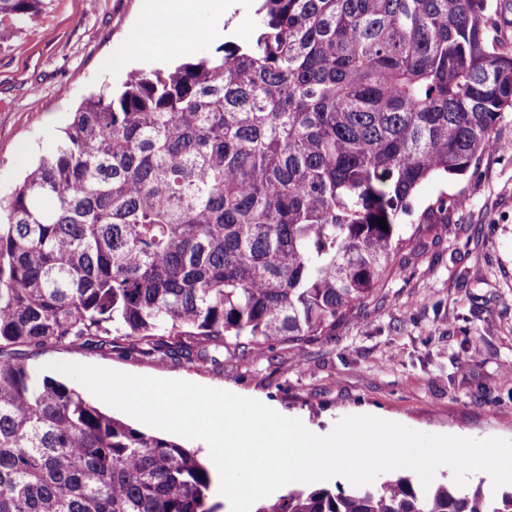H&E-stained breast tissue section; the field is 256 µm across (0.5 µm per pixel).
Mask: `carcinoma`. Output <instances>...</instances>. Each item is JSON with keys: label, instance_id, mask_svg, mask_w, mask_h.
I'll return each instance as SVG.
<instances>
[{"label": "carcinoma", "instance_id": "cac0c4a2", "mask_svg": "<svg viewBox=\"0 0 512 512\" xmlns=\"http://www.w3.org/2000/svg\"><path fill=\"white\" fill-rule=\"evenodd\" d=\"M257 34L83 100L0 203V512H218L199 451L102 412L13 348L219 366L331 336L448 223L512 108L490 0H259ZM42 0H0V42ZM386 219L383 230L377 219ZM255 512H512L409 475Z\"/></svg>", "mask_w": 512, "mask_h": 512}]
</instances>
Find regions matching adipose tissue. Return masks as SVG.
Returning a JSON list of instances; mask_svg holds the SVG:
<instances>
[{
	"label": "adipose tissue",
	"mask_w": 512,
	"mask_h": 512,
	"mask_svg": "<svg viewBox=\"0 0 512 512\" xmlns=\"http://www.w3.org/2000/svg\"><path fill=\"white\" fill-rule=\"evenodd\" d=\"M197 14L198 0H145L130 40L149 57L186 49L200 33Z\"/></svg>",
	"instance_id": "obj_1"
}]
</instances>
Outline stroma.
<instances>
[{"label": "stroma", "mask_w": 512, "mask_h": 512, "mask_svg": "<svg viewBox=\"0 0 512 512\" xmlns=\"http://www.w3.org/2000/svg\"><path fill=\"white\" fill-rule=\"evenodd\" d=\"M200 0L207 37L177 54L185 62L227 40L256 33L252 0ZM141 0H45L13 42L0 45V198L7 197L56 144L80 103L128 71L167 67V59L106 63L133 52L126 34ZM465 198L437 240L412 256L379 296L337 324L333 336L306 344L302 359L278 345L260 360L225 356L223 366L91 350H31L37 370L55 362L105 367L224 389L300 419L327 434L348 415L368 414L411 429L475 439L512 440V152L482 156L475 174L430 180L414 212L441 194Z\"/></svg>", "instance_id": "obj_1"}]
</instances>
